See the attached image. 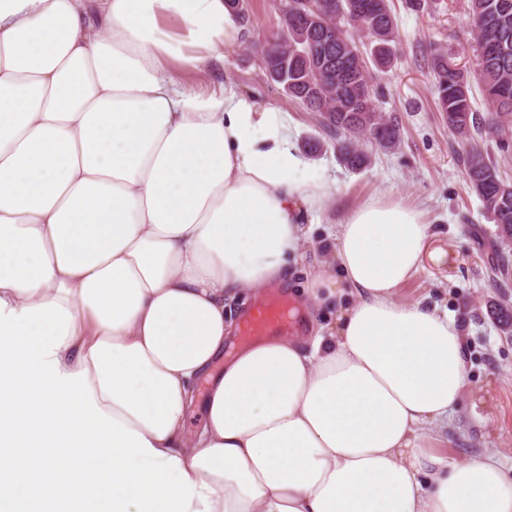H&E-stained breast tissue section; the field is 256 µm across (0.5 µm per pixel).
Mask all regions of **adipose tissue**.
<instances>
[{
    "label": "adipose tissue",
    "mask_w": 512,
    "mask_h": 512,
    "mask_svg": "<svg viewBox=\"0 0 512 512\" xmlns=\"http://www.w3.org/2000/svg\"><path fill=\"white\" fill-rule=\"evenodd\" d=\"M243 37L225 0H0V512L62 475L80 512H512L497 455L420 445L467 387L461 325L399 297L424 209L345 212L310 335L225 355L336 197L216 81Z\"/></svg>",
    "instance_id": "obj_1"
}]
</instances>
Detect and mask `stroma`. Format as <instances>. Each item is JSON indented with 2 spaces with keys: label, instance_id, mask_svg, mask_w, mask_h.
I'll use <instances>...</instances> for the list:
<instances>
[{
  "label": "stroma",
  "instance_id": "obj_1",
  "mask_svg": "<svg viewBox=\"0 0 512 512\" xmlns=\"http://www.w3.org/2000/svg\"><path fill=\"white\" fill-rule=\"evenodd\" d=\"M396 21V58L391 69L374 72L372 91L387 119L398 123L400 143L385 151L369 147V165L346 168L336 157V141L319 113L288 98L266 75L259 43L280 27L275 0H250L244 42L228 52L224 73L241 92L268 102L292 118L295 144L316 140L320 150L305 153L307 163L336 180L338 203L330 207L310 236L317 251L308 252L303 274H311L332 252L341 209L352 208L372 194L397 196L426 209L431 220L430 248L436 259L400 291L405 301L423 299L448 312L464 326L468 385L448 427L427 435L423 447L452 460L497 454L512 465V329L503 330L498 305L512 306V283L495 287L491 267L496 253L512 257V241H499L481 203L470 190L458 160L464 141L449 133L436 108L429 70L435 51L448 52L463 70L476 67V42L469 24V0H425L411 10L407 0H391Z\"/></svg>",
  "mask_w": 512,
  "mask_h": 512
}]
</instances>
